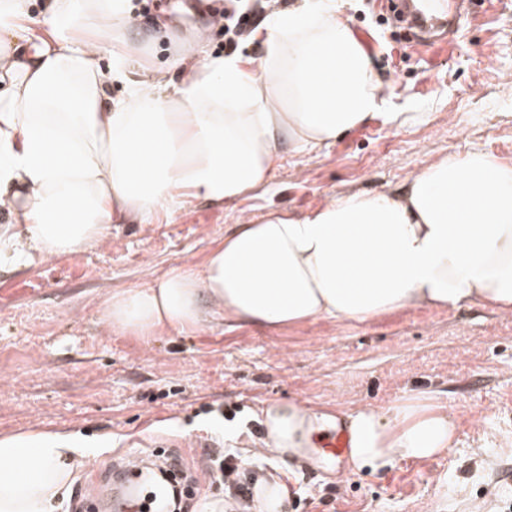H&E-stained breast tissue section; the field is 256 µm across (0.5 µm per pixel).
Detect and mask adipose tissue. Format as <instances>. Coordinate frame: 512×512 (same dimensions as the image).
Masks as SVG:
<instances>
[{
	"label": "adipose tissue",
	"instance_id": "adipose-tissue-1",
	"mask_svg": "<svg viewBox=\"0 0 512 512\" xmlns=\"http://www.w3.org/2000/svg\"><path fill=\"white\" fill-rule=\"evenodd\" d=\"M126 0H0V258L73 255L125 222L156 224L188 199L232 203L284 154L309 155L380 117L386 88L347 18L297 0L257 33L261 55L169 57L134 72ZM108 58L99 68V58ZM123 82L124 99L107 90ZM474 302L512 313V161L481 149L429 160L394 190L344 193L301 216L242 224L201 269L113 290V333L187 334L214 321L268 328L365 322L409 307ZM265 445L280 456L343 433L353 470L448 449L455 424L411 401L333 414L276 402ZM62 430L0 434V512H57L87 465Z\"/></svg>",
	"mask_w": 512,
	"mask_h": 512
}]
</instances>
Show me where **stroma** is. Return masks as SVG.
<instances>
[{
	"label": "stroma",
	"mask_w": 512,
	"mask_h": 512,
	"mask_svg": "<svg viewBox=\"0 0 512 512\" xmlns=\"http://www.w3.org/2000/svg\"><path fill=\"white\" fill-rule=\"evenodd\" d=\"M335 2L390 86L388 111L410 113L408 125L373 120L318 154L286 155L266 187L232 204L191 199L173 219L120 225L81 253L0 269V433L62 429L95 448L72 491L106 481L113 459L174 455L194 480L198 510L224 493L206 471L208 448L235 449L242 477L258 474L270 403L384 410L405 399L448 412V452L357 473L310 455L276 460L268 474L301 498L285 512H512V315L479 302L278 329L209 323L149 339L102 323L104 295L201 266L238 224L262 223L270 210L300 216L334 194L392 189L451 151L512 160V0H478L448 31L442 57L378 27L377 0ZM129 5L141 24L130 62L144 78L155 59L200 40L213 57L262 51L255 38L228 47L214 21L232 7L263 25L253 0ZM160 21L170 22L168 36L151 42Z\"/></svg>",
	"instance_id": "stroma-1"
}]
</instances>
